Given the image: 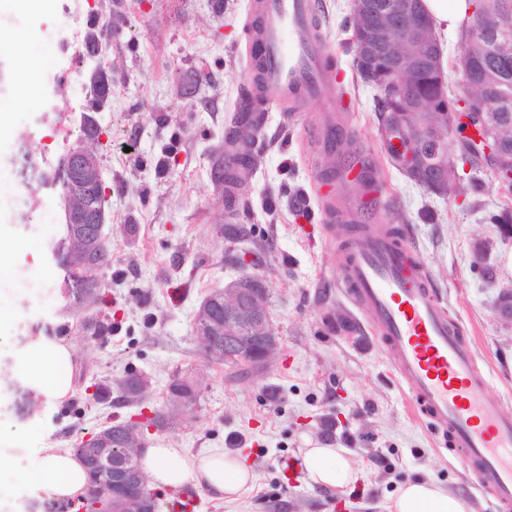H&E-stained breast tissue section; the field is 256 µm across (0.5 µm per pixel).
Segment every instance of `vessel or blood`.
<instances>
[{
    "label": "vessel or blood",
    "instance_id": "1",
    "mask_svg": "<svg viewBox=\"0 0 512 512\" xmlns=\"http://www.w3.org/2000/svg\"><path fill=\"white\" fill-rule=\"evenodd\" d=\"M248 12L256 88L274 89L278 103L292 110L323 103L310 135L335 157L343 133L336 110L344 102L324 63L329 49L313 20V0H250ZM340 286L385 347L418 415L456 449L499 512H512V416L490 395L489 373L449 319L432 272L402 230L359 225L343 256Z\"/></svg>",
    "mask_w": 512,
    "mask_h": 512
}]
</instances>
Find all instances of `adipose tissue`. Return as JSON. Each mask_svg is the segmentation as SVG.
<instances>
[{"label":"adipose tissue","mask_w":512,"mask_h":512,"mask_svg":"<svg viewBox=\"0 0 512 512\" xmlns=\"http://www.w3.org/2000/svg\"><path fill=\"white\" fill-rule=\"evenodd\" d=\"M70 359L69 345L39 337L18 354L13 374L35 397L59 403L73 390L63 372ZM41 454L42 464L32 476L38 490L52 500L79 498L88 483L81 458L67 448L49 447ZM140 464L154 488L190 486L224 502L241 498L255 481L245 460L228 452L191 454L181 448L147 446L141 451ZM301 465L309 484L321 489L347 487L358 480L356 468L345 460L342 449L329 445L303 449ZM390 508L391 512H474L466 497L420 480L405 483Z\"/></svg>","instance_id":"obj_1"}]
</instances>
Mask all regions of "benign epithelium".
I'll return each mask as SVG.
<instances>
[{"label":"benign epithelium","instance_id":"benign-epithelium-1","mask_svg":"<svg viewBox=\"0 0 512 512\" xmlns=\"http://www.w3.org/2000/svg\"><path fill=\"white\" fill-rule=\"evenodd\" d=\"M355 28L352 42L358 59L375 65L370 77L383 96L395 106L402 138L392 140L396 161L405 170L429 169L448 184V134L433 136L409 120L412 112H438L447 117V129L461 128L483 152L492 170L512 157V148L496 134L488 100L469 93L463 99L449 93L439 44L420 0H396L388 14L375 12L368 0H352ZM501 26L499 14L487 7L471 15L469 43L482 45L485 36ZM432 77L433 89L422 91L419 75ZM64 188L60 200L71 237L79 243L76 269L88 281L102 286L106 265L94 260L97 245L106 240V188L100 158L90 148L70 152L64 159ZM89 193L97 196L94 207L82 204ZM498 316L512 323V292L503 290L496 300ZM195 335L208 355L224 359L228 366L263 368L279 352L280 340L269 313V294L264 281L246 275L208 296L201 304ZM107 427L92 440L85 455L92 474L108 480L109 489L94 500L87 512H153L147 479L138 465L144 433L126 437L124 447L109 448Z\"/></svg>","mask_w":512,"mask_h":512}]
</instances>
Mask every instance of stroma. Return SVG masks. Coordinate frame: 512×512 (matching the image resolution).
Segmentation results:
<instances>
[{"label":"stroma","mask_w":512,"mask_h":512,"mask_svg":"<svg viewBox=\"0 0 512 512\" xmlns=\"http://www.w3.org/2000/svg\"><path fill=\"white\" fill-rule=\"evenodd\" d=\"M54 2L51 15L20 25L31 39L19 53L38 65L61 62L63 71L49 99L13 107L11 129L0 136V244L27 270L23 282L0 278V455L8 460L0 468V512L22 501L27 512H42L43 499L29 481L41 449L73 447L144 408L165 412L167 386L177 374L194 380L198 401L148 442L193 453L240 452L255 482L233 502L190 487L164 489L157 493L159 512H389L390 499L415 479L467 497L475 512H494L442 438L414 415L385 350L336 286L353 229L324 235L317 198L327 162L307 134L319 104L270 112L251 140L259 163L237 202L236 224L269 244L253 272L269 289L279 354L263 369L243 371L212 361L195 338L201 303L243 273L240 256L251 247L221 234L224 185L214 179L232 115L252 92L247 0H122L121 28L102 49L112 63V87L96 114L102 137L95 146L107 187L104 233L112 245L98 309L112 330L90 338L82 326L86 312L66 296L50 252L64 233L56 172L70 148L53 130L59 123L79 127L90 105L89 66L72 64L44 30L61 21L83 29L90 17L107 20L111 0ZM63 3L68 13H61ZM315 13L330 50L326 65L351 102L337 115L350 142L344 161L376 165L383 207L411 227L419 259L491 371L493 396L511 415L512 323L497 317L494 302L500 289H512V235L489 218L512 209V192L481 171L478 190L437 196L394 168L376 92L354 66L349 0H316ZM124 142L131 151H121ZM476 199L483 209L472 208ZM40 224L45 250L34 256L21 241ZM484 240L490 246L480 258L476 247ZM486 266L494 279L483 276ZM332 313L350 319L354 337L329 328ZM38 336L70 344L73 393L59 404L31 402L22 416L12 371L18 352ZM131 372L149 382L136 404L116 384ZM318 442L343 449L360 475L354 486L320 490L301 469L282 468V459L298 460ZM378 456L383 465L375 464Z\"/></svg>","instance_id":"1"}]
</instances>
